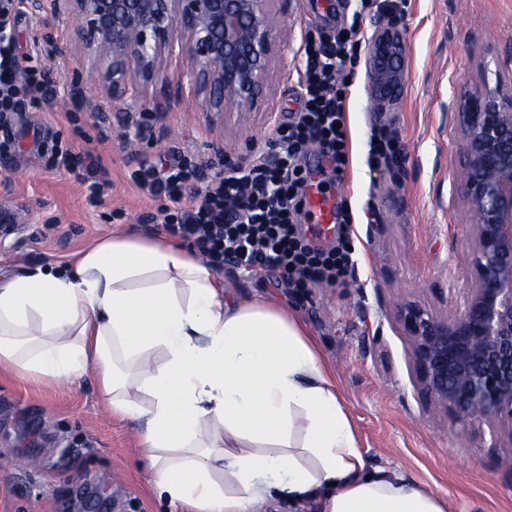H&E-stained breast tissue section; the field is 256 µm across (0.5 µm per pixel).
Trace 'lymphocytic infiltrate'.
Instances as JSON below:
<instances>
[{
	"label": "lymphocytic infiltrate",
	"instance_id": "lymphocytic-infiltrate-1",
	"mask_svg": "<svg viewBox=\"0 0 512 512\" xmlns=\"http://www.w3.org/2000/svg\"><path fill=\"white\" fill-rule=\"evenodd\" d=\"M12 12L13 0H0V112L17 111L21 86L36 94L46 81L42 68L24 62L14 46ZM361 23L356 14L335 34L305 40L298 107L258 145L249 163H227L208 177L182 155L165 168L139 161L132 172V180L158 200L163 229L189 241L215 270L229 264L249 273L277 271L288 285L307 288L335 285L354 267L346 199L337 202L338 231L330 246L307 239L298 218L311 174L306 156L316 153L336 183L343 182L349 165L348 68L362 44ZM187 192L192 202L186 206Z\"/></svg>",
	"mask_w": 512,
	"mask_h": 512
}]
</instances>
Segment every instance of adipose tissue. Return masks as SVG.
I'll return each mask as SVG.
<instances>
[{"label": "adipose tissue", "instance_id": "ef3b65f1", "mask_svg": "<svg viewBox=\"0 0 512 512\" xmlns=\"http://www.w3.org/2000/svg\"><path fill=\"white\" fill-rule=\"evenodd\" d=\"M0 372L94 376L138 423L159 493L195 512H261L275 488L320 512H448L399 471L369 469L295 313L225 297L215 270L160 232L115 230L66 268L0 272Z\"/></svg>", "mask_w": 512, "mask_h": 512}]
</instances>
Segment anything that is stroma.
Returning <instances> with one entry per match:
<instances>
[{
  "label": "stroma",
  "mask_w": 512,
  "mask_h": 512,
  "mask_svg": "<svg viewBox=\"0 0 512 512\" xmlns=\"http://www.w3.org/2000/svg\"><path fill=\"white\" fill-rule=\"evenodd\" d=\"M363 10L362 31L395 21L405 42L406 81L391 112L370 107L366 59L354 67L345 191L356 267L344 284L303 291L279 273L224 267L227 294L279 302L306 324L335 373L369 467L393 466L448 499V512H512V446L490 447L481 429L430 410L420 397L401 302L447 309L469 283L466 207L453 171L461 135L449 109L464 82L494 56L512 74V0H274L284 29L259 111L207 116L183 57L165 59L159 82L113 101L92 74L73 19L55 0H19L13 35L37 56L47 93L24 95L0 115V268L65 264L117 226L147 233L157 204L130 178L139 160L184 154L205 174L248 161L253 144L296 107L307 37L327 35ZM403 153L369 163L375 130ZM83 155L109 188L90 206L74 173L46 168L54 145ZM135 422L111 413L93 377L54 384L0 375V512H193L151 488Z\"/></svg>",
  "instance_id": "stroma-1"
}]
</instances>
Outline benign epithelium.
<instances>
[{
  "label": "benign epithelium",
  "instance_id": "1",
  "mask_svg": "<svg viewBox=\"0 0 512 512\" xmlns=\"http://www.w3.org/2000/svg\"><path fill=\"white\" fill-rule=\"evenodd\" d=\"M273 0H56L114 100L159 80L162 60L186 59L206 111L252 110L277 53ZM373 105L385 112L405 84L394 22L377 28L367 53ZM462 145L455 177L467 207L470 286L446 313L399 305L419 388L428 404L487 426L489 447L512 442V78L500 72L464 87L451 103Z\"/></svg>",
  "mask_w": 512,
  "mask_h": 512
}]
</instances>
